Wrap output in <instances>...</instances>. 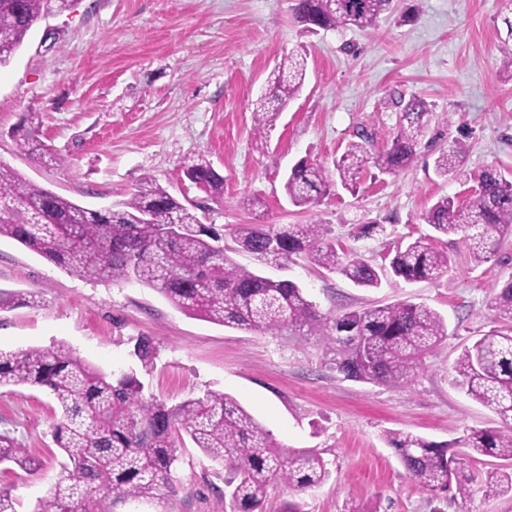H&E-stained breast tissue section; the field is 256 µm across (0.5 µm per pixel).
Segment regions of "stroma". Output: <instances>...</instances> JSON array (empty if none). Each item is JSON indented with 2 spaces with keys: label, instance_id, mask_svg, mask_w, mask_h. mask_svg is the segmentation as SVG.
Segmentation results:
<instances>
[{
  "label": "stroma",
  "instance_id": "stroma-1",
  "mask_svg": "<svg viewBox=\"0 0 512 512\" xmlns=\"http://www.w3.org/2000/svg\"><path fill=\"white\" fill-rule=\"evenodd\" d=\"M504 0H399L371 29L304 31L293 0H70L42 17L0 67V160L28 181L99 209L151 178L179 199L206 202L207 224H326L337 248L383 265L397 246L430 234L423 213L440 197L465 198L493 166L512 174V81L499 50ZM304 46L300 94L273 126L257 130L253 105L276 63ZM399 91L424 99L430 120L417 161L400 174L367 167L356 191L335 186L307 209L289 204L284 178L302 159L332 168L360 131L386 148L399 126L388 102ZM39 115L48 152L18 151L13 132ZM460 140L461 170H434L441 147ZM203 154L224 177L210 198L182 172ZM447 275L384 280L358 288L307 257L277 268L235 261L304 289L321 312L409 301L438 311L448 336L412 385L344 379L310 336L239 330L185 314L135 282L83 279L17 241L0 238V350L65 343L106 372L137 370L145 395L175 404L210 392L234 397L286 448L311 449L331 472L320 488L269 490L265 512L300 502L304 512H512V496L477 492L464 502L418 485L386 441L390 431L455 444L499 418L455 383L461 350L497 326L487 305L512 280V236L474 263L458 237L442 238ZM157 357L139 369L135 341ZM58 407L40 387L0 388V434L37 460L34 471L0 468L14 512H35L66 461L53 439ZM168 512H224L225 470L183 439ZM133 355L141 368L148 372L153 368L157 355L154 342L149 337L142 336L138 338L134 344Z\"/></svg>",
  "mask_w": 512,
  "mask_h": 512
}]
</instances>
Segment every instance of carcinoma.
Masks as SVG:
<instances>
[{"instance_id":"1","label":"carcinoma","mask_w":512,"mask_h":512,"mask_svg":"<svg viewBox=\"0 0 512 512\" xmlns=\"http://www.w3.org/2000/svg\"><path fill=\"white\" fill-rule=\"evenodd\" d=\"M69 0H0V65L9 62L33 25L62 10ZM394 0H295L293 12L306 31L377 26ZM306 77L303 53L291 52L272 71L267 92L255 103L257 130L271 125L300 92ZM397 134L382 151L367 150L370 137L358 134L336 159L341 185L354 190L366 167L397 174L418 159L431 109L421 98H395ZM36 113H29L17 146L40 150ZM464 160L458 141L434 160L440 176ZM185 177L211 196L224 192V177L204 155L183 167ZM480 185L460 201L439 198L422 216L434 234L420 236L386 256L388 274L412 283L448 273V252L434 241L460 236L477 262L494 255L512 235V180L495 168L479 175ZM333 184L326 171L306 160L290 170L284 190L295 207H311ZM197 203L183 204L146 177L127 199L107 212L83 207L24 179L0 160V237H9L69 273L95 281H135L157 290L190 316L224 327L313 336L330 369L343 378L376 385L408 384L448 335L436 311L402 302L342 313H323L295 282L273 280L237 264L232 253H247L262 264H285L305 254L360 288H377V267L353 252L339 251L323 224H239L234 247L224 246V228L203 223ZM488 309L508 324L464 348L455 362L459 384L488 408L501 426L474 430L463 439L471 452L507 465L486 477L465 474V460L446 443L404 432H389L388 443L408 476L421 486L472 499L478 484L512 495V281ZM154 342L145 336L133 356L144 371L154 366ZM37 386L50 391L60 410L54 436L68 459L66 474L38 503L36 512H114L127 500L163 507L174 492L173 469L182 434L227 470L224 512H263L269 489L281 485L298 493L320 487L329 471L313 450L286 451L233 397L210 392L175 405L146 397L136 372L104 373L62 343L52 348L0 350V387ZM25 471L35 462L14 439L0 434V466Z\"/></svg>"}]
</instances>
